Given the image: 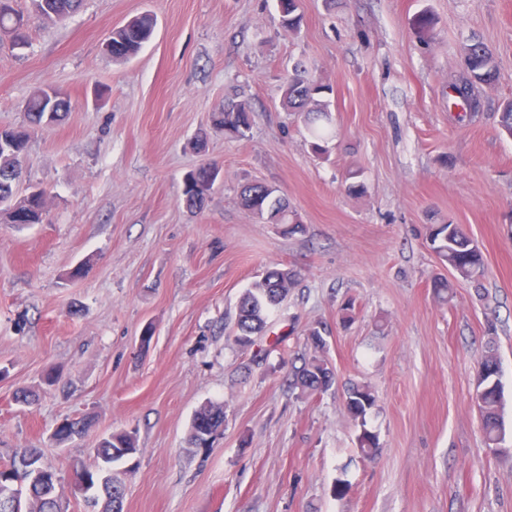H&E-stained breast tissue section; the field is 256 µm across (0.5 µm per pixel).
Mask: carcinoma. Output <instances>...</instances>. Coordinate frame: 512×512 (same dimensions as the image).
<instances>
[{
  "mask_svg": "<svg viewBox=\"0 0 512 512\" xmlns=\"http://www.w3.org/2000/svg\"><path fill=\"white\" fill-rule=\"evenodd\" d=\"M15 0H0V37L8 38L14 49L26 46L27 20L14 7ZM83 0H32L36 15L44 20L59 22L75 12ZM280 24L286 32L300 28L301 16L297 13V0H276ZM156 22L149 14L135 16L124 25L114 29L105 41V52L115 60H131L148 43L155 30ZM498 66L492 52L482 42H473L465 48L462 70L448 82V99H456L454 88L467 86L478 105H483L481 90L496 82ZM330 88L319 83L301 64H296L284 89V102L288 110L296 112L312 125L315 138L312 149L321 156L327 153L323 144L325 130L317 127V117L327 112L319 103L320 97ZM72 110L68 95L58 89L42 88L35 91L26 103V117L29 125L48 128L60 123ZM214 127L224 132L244 137L252 125V112L247 103L228 101L212 113ZM29 133L25 129L0 128V205L5 203L7 223H14L15 216L23 217L24 224H42L48 210L42 193L29 191L23 198L9 204L14 187L23 176V159L27 152ZM220 167L215 162L202 164L189 170L183 178L182 197L186 206L201 210L207 203L218 180ZM241 205L266 224H285L288 233H301L303 224L289 210L288 201L279 195L271 185L255 182L243 187ZM428 237L441 263L455 276L477 281L484 270V259L480 249L457 224H432ZM296 284V274L287 267L278 265L266 269L260 279L254 281L240 297L236 314V341L244 349L255 344V337L262 336L268 325V313L279 305ZM308 339L313 354L300 358L301 366L295 368L294 385L301 393L312 396L329 390L336 382L332 364L323 355L327 342L320 329L310 330ZM476 400L480 412L481 429L488 448H501L506 434L502 414V386L498 356L490 347L477 363ZM376 403V397L365 384L350 385L344 395V410L347 417L359 427L356 436L357 448L361 454L372 457L380 450L376 432L367 427L366 417ZM224 425V405L210 403L198 410L190 426L192 444L199 448L206 437ZM90 426L85 419H72L56 432L60 440H70L82 435ZM136 447L134 435L128 431L110 434L99 444L96 458L99 466L90 469L82 467L83 474L95 481L100 477V465L113 464L130 458L126 449ZM31 459L43 464L40 451L22 448L5 463L0 464V478L16 485L21 479L20 471L24 461ZM125 484L114 477L98 492L91 508L100 512H123ZM63 496L56 489L40 483H25L9 497L0 512H62Z\"/></svg>",
  "mask_w": 512,
  "mask_h": 512,
  "instance_id": "obj_1",
  "label": "carcinoma"
}]
</instances>
